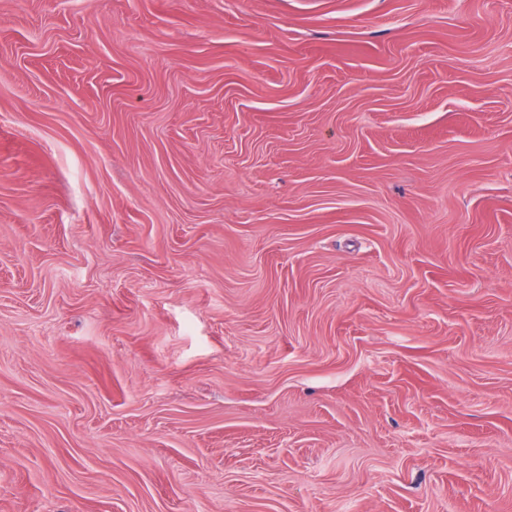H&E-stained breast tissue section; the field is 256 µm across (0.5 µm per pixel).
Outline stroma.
Instances as JSON below:
<instances>
[{"mask_svg":"<svg viewBox=\"0 0 512 512\" xmlns=\"http://www.w3.org/2000/svg\"><path fill=\"white\" fill-rule=\"evenodd\" d=\"M0 512H512V0H0Z\"/></svg>","mask_w":512,"mask_h":512,"instance_id":"1","label":"stroma"}]
</instances>
